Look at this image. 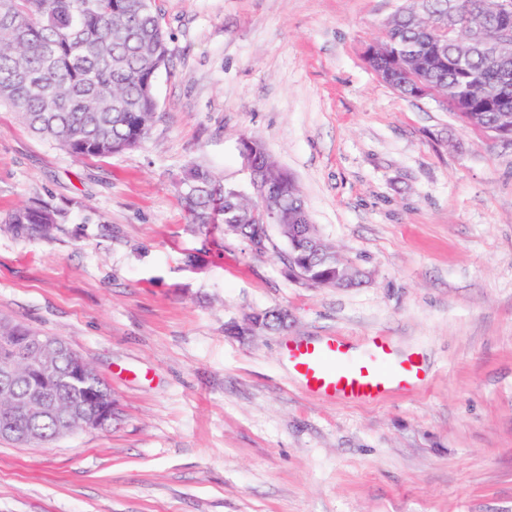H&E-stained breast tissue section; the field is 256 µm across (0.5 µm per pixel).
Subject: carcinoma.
Here are the masks:
<instances>
[{
    "mask_svg": "<svg viewBox=\"0 0 512 512\" xmlns=\"http://www.w3.org/2000/svg\"><path fill=\"white\" fill-rule=\"evenodd\" d=\"M153 0H0V106L18 113L34 133L54 141L78 158L106 157L144 142L154 123L157 101L154 80L166 65L169 49ZM496 0H458L453 25L459 31L480 33V40L452 43L446 51L460 56V72L437 54L438 16L448 0H409L386 24L366 65L389 76V86L403 96L411 92V77L423 78L434 93L448 100V109L471 129L484 130L510 112L484 108L489 98L512 103V53L508 60L485 46L493 31ZM257 166L266 171L271 192L288 223L278 225L288 244L283 261L287 271L304 269L316 282L334 280L353 271L345 260L317 257L310 252L306 225L293 217L305 205L287 171L271 159L264 144L257 145ZM180 199L192 223L237 224L248 243H270L268 225L239 224V190L225 186L208 169L192 165L180 183ZM60 211L50 205H24L8 219L21 236L49 240ZM34 329L0 318V336L25 347ZM14 391L35 400L52 398L67 406L81 391L56 384H37L22 368L14 370ZM23 426L48 444L57 438L59 421L34 416Z\"/></svg>",
    "mask_w": 512,
    "mask_h": 512,
    "instance_id": "carcinoma-1",
    "label": "carcinoma"
}]
</instances>
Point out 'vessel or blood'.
<instances>
[{
	"label": "vessel or blood",
	"instance_id": "1",
	"mask_svg": "<svg viewBox=\"0 0 512 512\" xmlns=\"http://www.w3.org/2000/svg\"><path fill=\"white\" fill-rule=\"evenodd\" d=\"M368 345L366 361L355 358L348 344L334 336L297 342L286 352L309 392L345 402H373L390 389L413 385L424 377V369L412 357L394 356L385 337H371Z\"/></svg>",
	"mask_w": 512,
	"mask_h": 512
}]
</instances>
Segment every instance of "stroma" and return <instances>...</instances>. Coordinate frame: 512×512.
Here are the masks:
<instances>
[{
	"label": "stroma",
	"mask_w": 512,
	"mask_h": 512,
	"mask_svg": "<svg viewBox=\"0 0 512 512\" xmlns=\"http://www.w3.org/2000/svg\"><path fill=\"white\" fill-rule=\"evenodd\" d=\"M403 0H156L170 58L149 137L73 157L0 107V317L109 385L110 427L0 441V512H512V144L365 64ZM260 139L355 288L290 278L189 224L197 164L248 190ZM46 203L51 240L7 216ZM196 257L183 261L185 253ZM279 307L284 329L231 325ZM385 337L426 379L372 403L307 392L285 346Z\"/></svg>",
	"instance_id": "35a3bbf8"
}]
</instances>
